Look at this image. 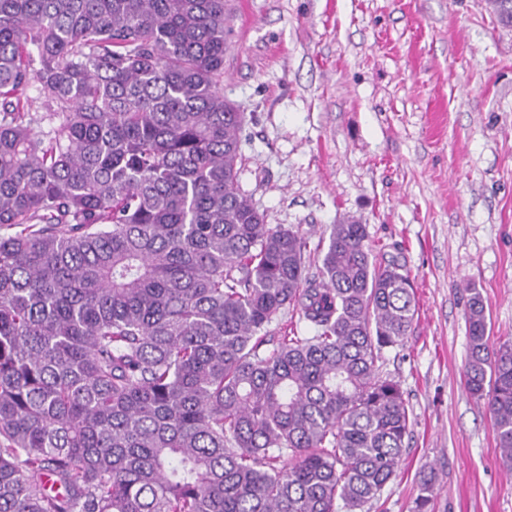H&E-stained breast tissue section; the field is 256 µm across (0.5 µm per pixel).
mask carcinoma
<instances>
[{
    "label": "carcinoma",
    "mask_w": 512,
    "mask_h": 512,
    "mask_svg": "<svg viewBox=\"0 0 512 512\" xmlns=\"http://www.w3.org/2000/svg\"><path fill=\"white\" fill-rule=\"evenodd\" d=\"M228 24L227 0H0V512H363L396 473L410 275L354 217L311 274L238 191ZM469 292L465 385L512 471V341ZM289 307L313 334L266 348Z\"/></svg>",
    "instance_id": "carcinoma-1"
}]
</instances>
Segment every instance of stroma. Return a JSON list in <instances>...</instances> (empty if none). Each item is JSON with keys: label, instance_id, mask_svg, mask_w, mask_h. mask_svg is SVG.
<instances>
[{"label": "stroma", "instance_id": "1", "mask_svg": "<svg viewBox=\"0 0 512 512\" xmlns=\"http://www.w3.org/2000/svg\"><path fill=\"white\" fill-rule=\"evenodd\" d=\"M224 97L246 119L237 188L318 245L347 215L412 280L385 374L412 426L370 512H512L484 404L464 387L475 284L489 343L512 340V27L487 0H229Z\"/></svg>", "mask_w": 512, "mask_h": 512}]
</instances>
